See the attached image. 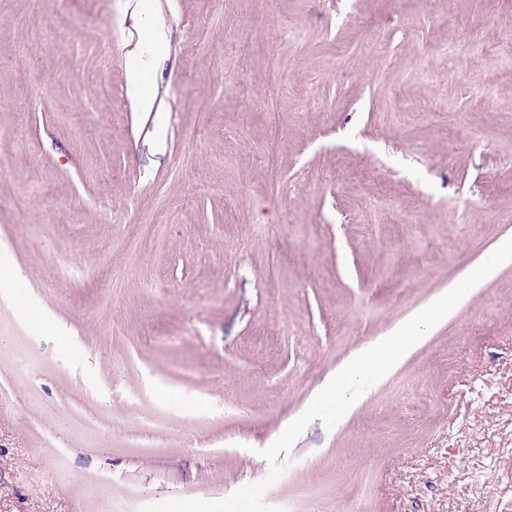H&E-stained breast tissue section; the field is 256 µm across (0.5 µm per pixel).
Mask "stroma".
Masks as SVG:
<instances>
[{
	"label": "stroma",
	"instance_id": "35a3bbf8",
	"mask_svg": "<svg viewBox=\"0 0 512 512\" xmlns=\"http://www.w3.org/2000/svg\"><path fill=\"white\" fill-rule=\"evenodd\" d=\"M510 34L512 0H0V512L263 481L512 237V82L466 90ZM283 462L293 512H512V261ZM133 56L138 55L140 61V70H136L128 76V93L131 97L141 102L146 108H150L152 105V92L144 86L140 79L141 70H147L152 65L151 58H145L143 49L140 45H137L132 51Z\"/></svg>",
	"mask_w": 512,
	"mask_h": 512
}]
</instances>
